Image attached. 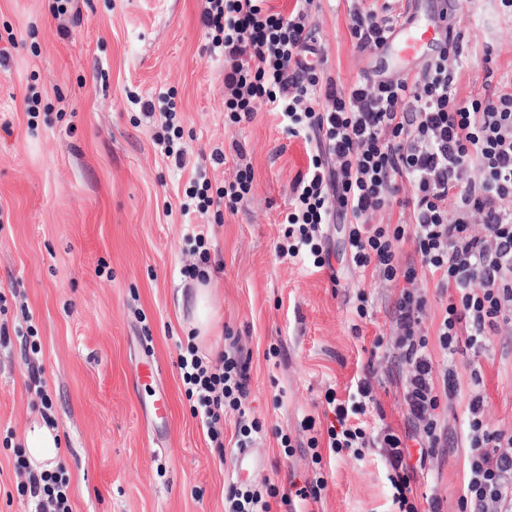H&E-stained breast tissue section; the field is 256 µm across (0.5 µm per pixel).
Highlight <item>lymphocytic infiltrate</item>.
I'll return each mask as SVG.
<instances>
[{
  "label": "lymphocytic infiltrate",
  "instance_id": "lymphocytic-infiltrate-1",
  "mask_svg": "<svg viewBox=\"0 0 512 512\" xmlns=\"http://www.w3.org/2000/svg\"><path fill=\"white\" fill-rule=\"evenodd\" d=\"M202 21L213 32L212 50L224 58V109L233 122L251 119L265 103L288 123V133L315 146L308 170L293 185L280 255H305L313 267L329 265L322 228L342 225V254L358 273L400 284L394 332L405 361L408 428L368 431L376 405L370 377L358 379L346 400L328 397L334 420L327 429L334 453L382 448L390 467L392 512H419L411 482L448 439L439 414L442 401L464 395L466 480L460 512H512V431L490 428L477 389L461 391L453 368L436 371L429 353L437 342L446 353L460 344L485 346L490 336L512 329V77L485 79L476 96L460 102L454 86L463 36L448 29L440 51L418 77L370 81L347 89L323 83L322 73L302 64L316 53L309 23L312 0H297L290 14L267 0H206ZM357 50L382 47L396 19L389 4L350 7ZM412 187L400 194L401 181ZM410 209L406 224H375L384 208ZM414 257L402 261L405 243ZM434 278L450 296L434 334L422 328L427 298L415 283ZM178 366L211 441L220 438L226 410L248 397V360L225 353L218 364L196 349ZM417 452H410V445ZM35 512H72L67 484L55 471L32 472L26 460Z\"/></svg>",
  "mask_w": 512,
  "mask_h": 512
}]
</instances>
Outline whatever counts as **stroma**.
Listing matches in <instances>:
<instances>
[{"mask_svg":"<svg viewBox=\"0 0 512 512\" xmlns=\"http://www.w3.org/2000/svg\"><path fill=\"white\" fill-rule=\"evenodd\" d=\"M73 7L59 15L54 0H0V48L9 50L0 61V326L8 331L0 340V512L35 510L16 463L18 439L37 419L59 431L56 461L72 512H224L232 486L281 494L319 478V502L278 497L271 512H389L384 449L334 454L324 412L327 392L346 398L371 361L380 409L367 421L376 432L403 431L407 366L392 348L398 291L340 261L318 270L276 253L310 145L264 104L251 120L230 121L224 59L207 50L203 0ZM310 23L321 70L338 87L422 69V60L381 48L356 51L347 0H313ZM455 28L464 36L455 96L465 101L480 92L486 69L512 74V13L499 0H464ZM171 99L188 153L181 169L156 144ZM216 150L223 162L213 160ZM245 166L254 179L242 202L182 212L203 182L220 188ZM201 238L220 327L198 353L212 364L237 348L251 355L249 396L243 411L227 410L220 449L194 417L178 367L193 345L187 270L199 261ZM360 291L368 296L363 320ZM379 336L389 350L376 355ZM273 345L275 357L267 354ZM429 352L436 368L455 370L462 389L479 371L488 424L512 430V331L481 350L449 356L433 342ZM160 395L170 406L165 420L153 413ZM440 412L448 443L413 483L420 512L432 497L441 512H459L463 493L465 404ZM310 417L312 433L301 427ZM255 421L262 431L240 473L235 442Z\"/></svg>","mask_w":512,"mask_h":512,"instance_id":"stroma-1","label":"stroma"}]
</instances>
